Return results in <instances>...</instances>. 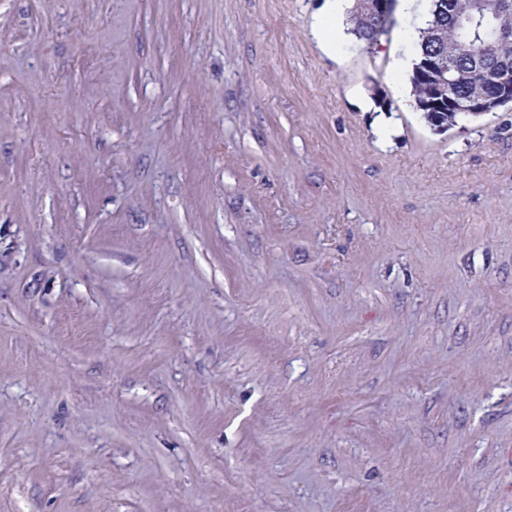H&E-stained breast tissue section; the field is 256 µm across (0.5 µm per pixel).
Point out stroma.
Masks as SVG:
<instances>
[{"mask_svg": "<svg viewBox=\"0 0 512 512\" xmlns=\"http://www.w3.org/2000/svg\"><path fill=\"white\" fill-rule=\"evenodd\" d=\"M429 5L0 0V512H512V106L425 121ZM351 29L350 32L354 35L356 40L364 45L365 49H373L378 45L381 37L386 35L389 31V21L378 20L376 23L365 20L358 12L355 0L354 10L350 11Z\"/></svg>", "mask_w": 512, "mask_h": 512, "instance_id": "1", "label": "stroma"}]
</instances>
